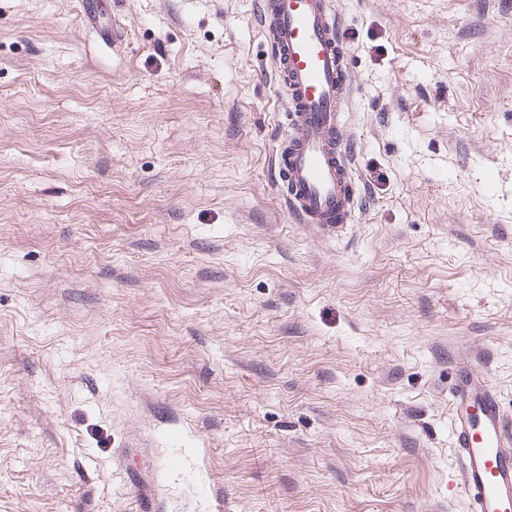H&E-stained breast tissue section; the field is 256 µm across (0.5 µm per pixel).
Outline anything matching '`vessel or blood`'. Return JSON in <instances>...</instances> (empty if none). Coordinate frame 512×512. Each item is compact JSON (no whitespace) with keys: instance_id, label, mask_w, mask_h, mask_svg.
Instances as JSON below:
<instances>
[{"instance_id":"vessel-or-blood-1","label":"vessel or blood","mask_w":512,"mask_h":512,"mask_svg":"<svg viewBox=\"0 0 512 512\" xmlns=\"http://www.w3.org/2000/svg\"><path fill=\"white\" fill-rule=\"evenodd\" d=\"M77 2L85 21L101 27L96 0ZM260 21L286 91L288 133L272 163L285 204L297 223L343 231L356 201L352 139L340 120L352 72L334 0H261ZM101 29L113 50L124 47L121 23ZM449 410L459 487L471 512H512V420L497 392L470 368H459Z\"/></svg>"}]
</instances>
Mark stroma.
Here are the masks:
<instances>
[{"label":"stroma","instance_id":"obj_1","mask_svg":"<svg viewBox=\"0 0 512 512\" xmlns=\"http://www.w3.org/2000/svg\"><path fill=\"white\" fill-rule=\"evenodd\" d=\"M259 0H0V512H471L512 417V0H335L347 232L292 221ZM95 1L97 0H76L85 21L94 28H98V25L101 26L100 32L103 33L106 42L112 45V50L119 51L121 48L123 49L128 36L125 27L114 20H112V29L108 26L104 27L100 21L98 3ZM453 447L460 458L459 487L472 512L512 511V424L497 392L467 367L449 387Z\"/></svg>","mask_w":512,"mask_h":512}]
</instances>
